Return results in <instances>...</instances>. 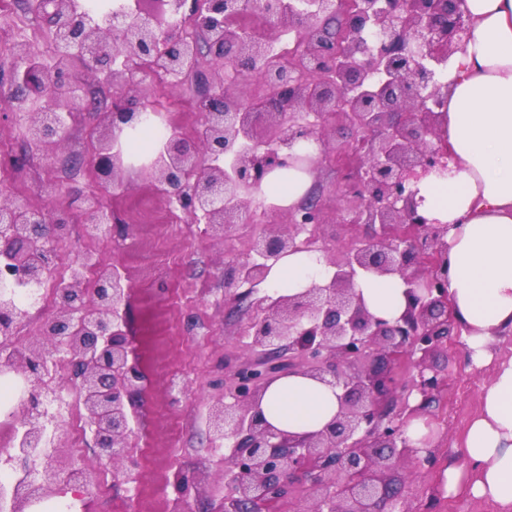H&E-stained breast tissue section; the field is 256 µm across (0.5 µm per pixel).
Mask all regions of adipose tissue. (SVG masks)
Returning a JSON list of instances; mask_svg holds the SVG:
<instances>
[{
  "label": "adipose tissue",
  "mask_w": 512,
  "mask_h": 512,
  "mask_svg": "<svg viewBox=\"0 0 512 512\" xmlns=\"http://www.w3.org/2000/svg\"><path fill=\"white\" fill-rule=\"evenodd\" d=\"M471 37L455 54L443 80L448 97L440 109V137L448 169L416 185L429 217L449 227L448 293L474 366L491 370L481 405L463 448L466 466L442 473L445 496L466 493L512 512V357L495 346L512 334V0H463ZM310 173L278 169L262 183L270 202L293 207L308 192ZM332 275L314 252L281 259L268 284L295 294ZM359 291L369 310L387 320L406 307L395 276L359 272ZM261 409L276 429L294 434L321 430L336 415L334 388L300 375L270 382Z\"/></svg>",
  "instance_id": "obj_1"
}]
</instances>
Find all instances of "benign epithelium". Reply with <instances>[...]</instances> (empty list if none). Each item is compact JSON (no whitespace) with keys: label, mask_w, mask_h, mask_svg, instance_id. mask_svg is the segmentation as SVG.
Returning a JSON list of instances; mask_svg holds the SVG:
<instances>
[{"label":"benign epithelium","mask_w":512,"mask_h":512,"mask_svg":"<svg viewBox=\"0 0 512 512\" xmlns=\"http://www.w3.org/2000/svg\"><path fill=\"white\" fill-rule=\"evenodd\" d=\"M462 0H121L100 14L86 0H32L33 12L52 32L56 53L47 61L29 48L16 56L7 77L9 108L46 98L50 107L28 116V132L43 150L68 136L59 113L77 110L67 95L69 60L83 62L92 78L112 89V128H136L149 120L144 103H134L141 74L162 73L175 84L199 75L210 56L220 71L195 99L202 132L188 145L176 132L159 152L139 165L159 191L173 197L196 220L226 235L239 223L265 177L276 169H306L313 157L297 153L302 142L320 143L328 120L338 118L358 133L336 148V158L357 149L364 159L346 195L349 223L375 229L327 261L334 269L323 285L253 303L246 332L249 347L267 356L265 368L241 369L226 400L213 406L208 426L225 442L224 512H275L280 504L313 489L306 512H412L405 483L392 473L431 466L435 445L422 447L405 436L412 418L428 408L446 379L427 358L452 335L456 319L444 270L449 225L420 211L413 185L448 168V149L439 132L447 85L437 73L470 38ZM266 21L268 33L253 35L239 24L247 14ZM190 21L202 39L179 36ZM296 39L288 62L274 53L284 34ZM230 68L244 81L265 84L261 97L224 86ZM93 168L114 177L125 168L122 152L99 149ZM85 223L111 232V214L98 203L84 209ZM321 223V206L308 200L288 209V230L255 237L249 257L232 279L256 292L285 256L318 251V238H299ZM66 224L55 209L23 200L0 204V340H11L24 318L19 286L40 285L56 257ZM89 254L56 289L55 311L40 323L38 336L0 363V378L15 381L23 413L20 448L10 457L23 473L12 486L9 512L59 494L66 486L86 489L93 470L65 468L53 452L43 453L45 365L57 349L70 354L67 381L78 387L96 457L131 471L126 451L129 417L137 408L144 373L127 338L121 308L129 288L108 269L84 288ZM396 275L407 306L388 321L371 313L355 289L358 271ZM285 352L300 361L288 374L317 379L341 391L336 416L320 431L286 435L260 408L262 394L283 369ZM405 364L402 385L397 368ZM420 396L412 405L410 397Z\"/></svg>","instance_id":"7a95c632"}]
</instances>
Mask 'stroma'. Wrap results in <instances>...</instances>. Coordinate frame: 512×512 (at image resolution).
Listing matches in <instances>:
<instances>
[{
  "instance_id": "35a3bbf8",
  "label": "stroma",
  "mask_w": 512,
  "mask_h": 512,
  "mask_svg": "<svg viewBox=\"0 0 512 512\" xmlns=\"http://www.w3.org/2000/svg\"><path fill=\"white\" fill-rule=\"evenodd\" d=\"M53 37L27 0H10L0 9V75H7L21 46L48 52ZM71 95L80 110L66 141L50 157L33 156L28 166L0 176V194L33 206L49 205L65 211L68 231L57 246L63 265L90 253L100 264L118 271L131 290L124 317L132 349L147 341L149 312L146 299L166 304L169 333L152 350L145 366L146 383L132 423L130 451L140 462L130 477L110 474L84 491L80 512H182L176 473L191 480L193 512H218L224 495L225 448L211 440L204 416L236 373L255 360L242 336L249 302L229 283L230 268L243 261L250 241L260 233L286 224L283 207L256 198L242 223L221 237L204 224L192 222L154 183L134 169H124L116 183L106 182L89 163L93 153L112 138L108 88L95 84L83 67H76ZM141 93L154 102L165 128L176 129L196 141L200 116L191 82L173 85L168 78L145 73ZM354 131L329 124L316 165L311 197L323 208L317 229L327 253L345 248L353 235L367 227L351 228L343 189L352 168L336 163V146L351 143ZM97 197L112 215V234L95 240L83 222L87 197ZM149 210L161 225L151 242L159 265L147 271L132 260L140 247L134 218ZM430 365L447 377L430 420L438 430L436 462L420 470L406 494L419 512H497L488 502L460 494H441V475L447 466L462 465L461 453L470 420L480 409V389L489 369L475 368L460 333L431 355ZM150 440V459L141 456L143 440Z\"/></svg>"
}]
</instances>
